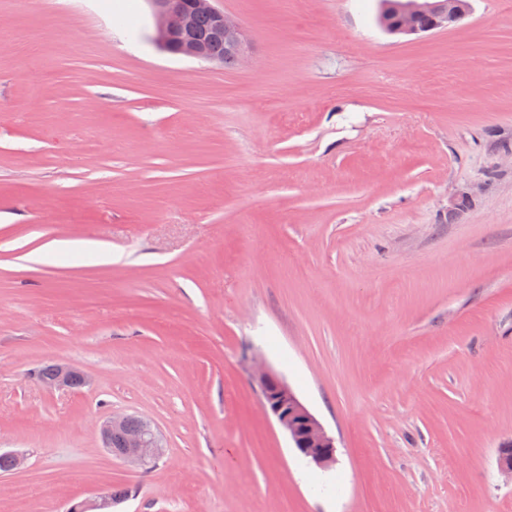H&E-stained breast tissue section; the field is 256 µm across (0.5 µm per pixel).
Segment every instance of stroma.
Listing matches in <instances>:
<instances>
[{
    "label": "stroma",
    "instance_id": "35a3bbf8",
    "mask_svg": "<svg viewBox=\"0 0 512 512\" xmlns=\"http://www.w3.org/2000/svg\"><path fill=\"white\" fill-rule=\"evenodd\" d=\"M216 5L232 68L160 51L147 0H0V512H512V0L419 36L377 0ZM121 413L155 468L105 451ZM40 370L41 382L50 389L75 388L74 380L76 378L81 381V386L87 383V376L81 370L69 365L58 364L54 370V364H44ZM53 370L54 373L50 379L41 378L49 377ZM264 409L288 434L292 448L309 462L327 469L335 460V439L299 400L293 390L270 368L253 372ZM130 418L131 415L128 414L113 415L102 423L99 432L106 451L110 455L144 467L162 459L166 453V443L158 429L147 420L142 424L140 417ZM127 422L130 428H136L141 424L142 426L135 430H127ZM119 431H124L122 437L119 433L112 438V433ZM112 448L121 450L116 451ZM84 500L74 502L65 512H112L113 501L118 504L129 495L128 488H114ZM113 500V501H112Z\"/></svg>",
    "mask_w": 512,
    "mask_h": 512
}]
</instances>
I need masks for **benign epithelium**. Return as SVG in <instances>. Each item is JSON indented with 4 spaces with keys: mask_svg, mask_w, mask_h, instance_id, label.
<instances>
[{
    "mask_svg": "<svg viewBox=\"0 0 512 512\" xmlns=\"http://www.w3.org/2000/svg\"><path fill=\"white\" fill-rule=\"evenodd\" d=\"M154 15L153 38L164 52L188 59L212 64H224V57L213 55L196 35L198 18L210 22L213 38L224 42V52L240 62L248 55L245 33L236 18L213 5L214 0H147ZM435 11L433 24L418 28L417 17ZM400 21L392 24L387 14L380 18L381 27L391 35H412L445 29L460 23L469 13L467 0H403L395 7ZM87 383V376L79 369L58 364L49 379L41 382L50 389L73 388L74 380ZM264 409L274 417L278 425L288 434L292 447L309 462L327 469L335 460V439L322 423L299 400L293 390L270 368L260 365L253 372ZM130 415L112 416L99 428L103 448L114 456L133 464L148 466L162 459L166 443L158 429L144 421L135 430L126 429ZM123 432L121 450L112 449V434ZM113 501L110 490L84 500L74 502L66 512H112Z\"/></svg>",
    "mask_w": 512,
    "mask_h": 512,
    "instance_id": "obj_1",
    "label": "benign epithelium"
}]
</instances>
